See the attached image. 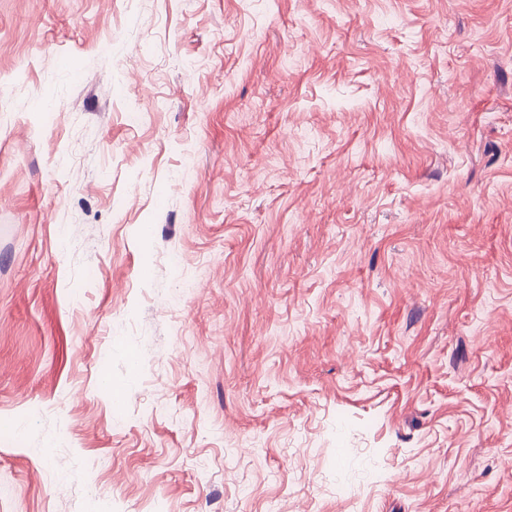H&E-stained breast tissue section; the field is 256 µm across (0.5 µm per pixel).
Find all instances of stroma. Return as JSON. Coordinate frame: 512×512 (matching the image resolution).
Instances as JSON below:
<instances>
[{
	"label": "stroma",
	"mask_w": 512,
	"mask_h": 512,
	"mask_svg": "<svg viewBox=\"0 0 512 512\" xmlns=\"http://www.w3.org/2000/svg\"><path fill=\"white\" fill-rule=\"evenodd\" d=\"M269 505L512 512V0H0V512Z\"/></svg>",
	"instance_id": "obj_1"
}]
</instances>
